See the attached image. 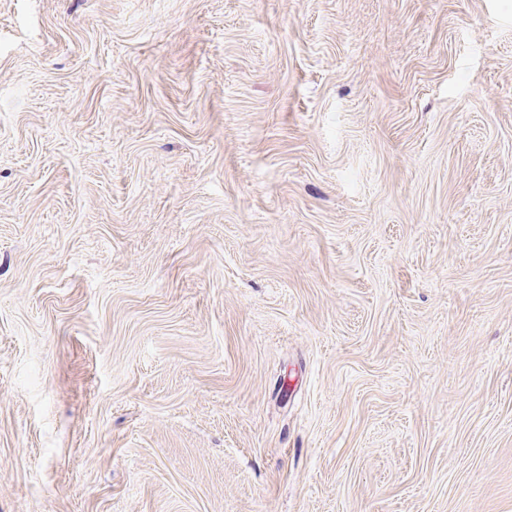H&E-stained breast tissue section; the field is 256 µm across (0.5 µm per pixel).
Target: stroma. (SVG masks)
Returning <instances> with one entry per match:
<instances>
[{
	"instance_id": "stroma-1",
	"label": "stroma",
	"mask_w": 512,
	"mask_h": 512,
	"mask_svg": "<svg viewBox=\"0 0 512 512\" xmlns=\"http://www.w3.org/2000/svg\"><path fill=\"white\" fill-rule=\"evenodd\" d=\"M0 512H512V0H0Z\"/></svg>"
}]
</instances>
